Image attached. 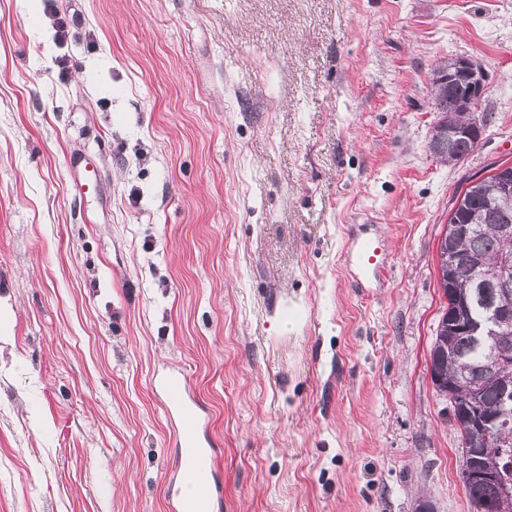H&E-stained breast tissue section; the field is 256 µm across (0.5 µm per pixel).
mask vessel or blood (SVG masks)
Instances as JSON below:
<instances>
[{"label": "vessel or blood", "mask_w": 512, "mask_h": 512, "mask_svg": "<svg viewBox=\"0 0 512 512\" xmlns=\"http://www.w3.org/2000/svg\"><path fill=\"white\" fill-rule=\"evenodd\" d=\"M342 260L349 270L355 287L383 288L388 284V261L378 235L360 231L347 243ZM165 405L176 418V444L181 448L197 451L193 466L179 473L181 482L194 488L190 498L175 497L170 502V512H210L213 500L220 487L209 473L214 465L212 446L203 444L201 434L205 425L206 411L201 402L191 393L185 376L170 374L158 382Z\"/></svg>", "instance_id": "b4317fda"}]
</instances>
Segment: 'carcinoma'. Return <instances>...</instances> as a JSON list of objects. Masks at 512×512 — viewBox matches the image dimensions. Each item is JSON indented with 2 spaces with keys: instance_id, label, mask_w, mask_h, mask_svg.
Listing matches in <instances>:
<instances>
[{
  "instance_id": "obj_1",
  "label": "carcinoma",
  "mask_w": 512,
  "mask_h": 512,
  "mask_svg": "<svg viewBox=\"0 0 512 512\" xmlns=\"http://www.w3.org/2000/svg\"><path fill=\"white\" fill-rule=\"evenodd\" d=\"M468 89L453 81L433 86L434 107L440 119L432 138L437 140L439 161L456 164L470 155L477 143L468 136L448 141L445 126H465L470 121L464 112ZM462 207L450 211L448 224H466L469 232L454 239L463 262L457 291L469 300L496 301L503 316L512 322V271L496 277L504 262L512 264V198L499 197L490 179L472 180L466 189L455 192ZM438 347L446 358L434 363L446 387L461 402H472L486 412H507L512 419V334L480 343L456 331L444 321L437 324L430 348ZM468 465L485 477L464 483L473 512H499V459L492 451L458 448V467Z\"/></svg>"
}]
</instances>
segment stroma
<instances>
[{
    "label": "stroma",
    "mask_w": 512,
    "mask_h": 512,
    "mask_svg": "<svg viewBox=\"0 0 512 512\" xmlns=\"http://www.w3.org/2000/svg\"><path fill=\"white\" fill-rule=\"evenodd\" d=\"M459 57L489 119L446 165ZM503 161L512 0H0V512H169L179 371L212 512H472L435 268L456 189ZM369 222L391 278L365 294L341 254ZM456 62V63H455ZM455 66L448 70L449 67ZM452 70V71H451ZM448 72V81H453L451 84L436 86L437 75ZM437 73V74H436ZM433 78V99L436 112H439L440 119L434 126L431 138L437 141L438 153L440 155L439 161L443 164H457L461 160L470 155L477 147L472 138L468 136H460L448 143V138H453L458 135L461 130L454 127H448V124L456 126H465L469 123L467 132L476 138L478 141L482 134V125L480 120L474 117L475 112H478L483 95H484V79L483 72L479 65L469 59L448 60V63L441 65L435 70ZM462 79L469 86L468 89L464 83L458 82L456 79ZM466 100L465 109L467 112L472 113V119L467 112H464V101ZM470 121V122H469ZM448 128V135L442 133Z\"/></svg>",
    "instance_id": "1"
}]
</instances>
